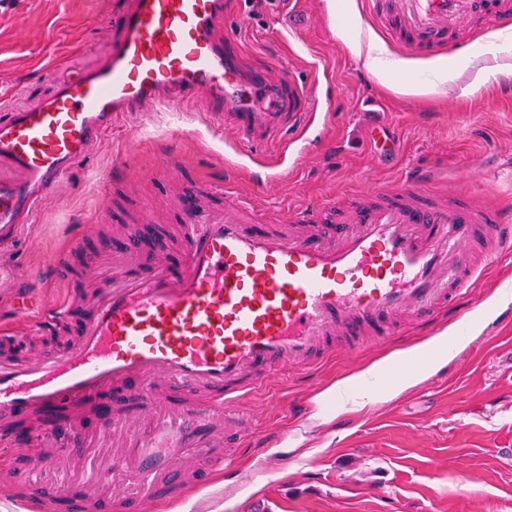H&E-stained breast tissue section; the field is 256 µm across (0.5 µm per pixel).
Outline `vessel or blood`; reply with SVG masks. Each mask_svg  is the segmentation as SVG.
<instances>
[{
    "instance_id": "1",
    "label": "vessel or blood",
    "mask_w": 512,
    "mask_h": 512,
    "mask_svg": "<svg viewBox=\"0 0 512 512\" xmlns=\"http://www.w3.org/2000/svg\"><path fill=\"white\" fill-rule=\"evenodd\" d=\"M119 39L107 62L65 80L52 96L0 114V250L57 192L76 162L123 115L172 99L202 105L210 125L253 144L261 130L310 112L304 89L268 70L247 68L222 32L224 0H118ZM406 46H447L474 17L512 30V0H371ZM109 246L112 271L72 319L70 305L42 326L75 323L77 341L57 355L0 361V416L40 411L43 427L0 428V446L25 472L39 448L72 456L82 434L63 411L100 401L105 391L133 398L112 423L132 436L96 476L108 492H75L58 512H149L180 486L203 487L228 448L281 440L261 411L240 416L238 400L343 343L355 355L364 336H395L400 320L436 326L439 313L465 310L481 252L512 251V214L474 207L470 197L434 192L415 174L388 191L371 185L336 201L307 204L284 231L254 223L252 202L223 185L188 183L179 199L183 241L171 248L149 215ZM102 227L80 226L72 251L89 254Z\"/></svg>"
}]
</instances>
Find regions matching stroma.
Returning a JSON list of instances; mask_svg holds the SVG:
<instances>
[{"mask_svg":"<svg viewBox=\"0 0 512 512\" xmlns=\"http://www.w3.org/2000/svg\"><path fill=\"white\" fill-rule=\"evenodd\" d=\"M114 0H0V102L19 111L51 95L78 72L103 65L118 38ZM224 22L245 65L285 68L291 79L318 85L334 99L330 112L302 119L298 129L266 134L260 155L233 131L212 129L202 109L173 102L125 117L95 142L69 173L65 193L37 211L11 249L0 252V352L3 337L27 343L36 312L12 306L14 291H37L40 309L67 301L76 289L45 270L47 255L66 254L78 224H135L138 202L155 203L157 223L176 225L181 182L218 183L256 206L292 213L309 201L344 200L365 183L397 187L424 172L485 207L512 209V79L489 76L471 89L463 72L445 93L404 94L402 75L382 84L351 51L383 43L396 57L426 60L371 14L368 0H224ZM224 164H217L216 156ZM169 157L178 179L145 174ZM138 169L101 208L116 160ZM286 173L288 190L267 193L262 181ZM394 343L365 341L358 356L332 354L265 390L242 397L241 409L264 408L265 423L285 436L236 455L251 470L244 484L216 478L224 497L215 512H512V324L476 332L420 382L358 411L324 399L338 382L431 335L409 326ZM317 405V428L301 431L288 408Z\"/></svg>","mask_w":512,"mask_h":512,"instance_id":"stroma-1","label":"stroma"}]
</instances>
